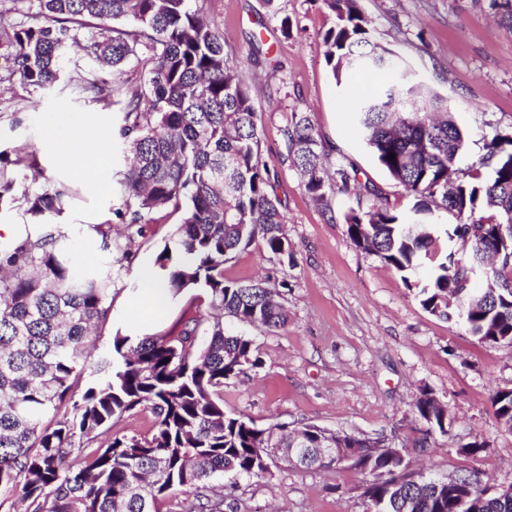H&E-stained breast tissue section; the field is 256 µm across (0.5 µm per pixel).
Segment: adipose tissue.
I'll return each instance as SVG.
<instances>
[{
	"instance_id": "obj_1",
	"label": "adipose tissue",
	"mask_w": 512,
	"mask_h": 512,
	"mask_svg": "<svg viewBox=\"0 0 512 512\" xmlns=\"http://www.w3.org/2000/svg\"><path fill=\"white\" fill-rule=\"evenodd\" d=\"M40 121L46 132L45 145L57 160L74 175H84L91 169L107 168L112 149L109 137L94 134L92 117L77 112H52L41 115ZM65 235L67 243L75 244L81 256L97 251L100 241L89 232L87 225L59 221L43 224H2L0 243L12 245L38 240L46 231ZM143 286L136 298L123 311L125 331L130 335H143L166 313L168 297L160 278L146 274Z\"/></svg>"
}]
</instances>
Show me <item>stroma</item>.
<instances>
[{
    "instance_id": "35a3bbf8",
    "label": "stroma",
    "mask_w": 512,
    "mask_h": 512,
    "mask_svg": "<svg viewBox=\"0 0 512 512\" xmlns=\"http://www.w3.org/2000/svg\"><path fill=\"white\" fill-rule=\"evenodd\" d=\"M358 7L372 22L374 40L454 104L458 123L469 132L459 171L482 155L485 141L512 134V23L500 19L492 0H358ZM211 11L226 52L254 88L261 152L275 174L292 252L285 259L257 242L224 265L227 280L281 288L289 316L274 330L225 318L226 329L253 340L262 361L225 381V412L261 428L311 423L382 437L398 448L414 449L424 439L428 446L415 458L432 475L475 471L488 484L512 487V430L497 422L490 402L494 391L512 389V344L479 343L464 323L427 312L399 272L356 247L347 233L346 215L373 202L365 186H374L399 213L409 212L414 199L375 162L351 110L355 93L336 83L326 62L323 37L334 17L320 0H275L271 7L265 0H213ZM284 18L290 22L286 35ZM46 112L85 113L112 133L124 116L120 104L78 95L66 83L37 89L16 75L0 79V166L15 182L0 198L2 220L37 223L23 189L32 184L46 190L70 178L42 148L37 118ZM296 112L308 113L320 134L328 171L356 166L359 186L335 190L324 202L311 198L287 158L283 136ZM21 148L35 151L42 180L32 181L30 169L14 165ZM125 167V149L113 141L109 172L94 170L78 180L66 218L116 223L124 198L114 178ZM102 176L113 183L111 197L90 189ZM148 220L146 237L130 243L131 261L114 277L113 310L131 297L130 282L153 267L179 215L164 206ZM425 391L446 405L447 435L426 436L414 409ZM475 440L482 451L463 453L462 445ZM270 470L262 479H238L233 512H365L361 471L346 465L304 469L278 458Z\"/></svg>"
}]
</instances>
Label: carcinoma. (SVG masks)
Wrapping results in <instances>:
<instances>
[{
	"label": "carcinoma",
	"mask_w": 512,
	"mask_h": 512,
	"mask_svg": "<svg viewBox=\"0 0 512 512\" xmlns=\"http://www.w3.org/2000/svg\"><path fill=\"white\" fill-rule=\"evenodd\" d=\"M36 3V25L5 35L13 50L7 71L46 89L64 73L66 49L78 47L95 62L120 68L134 59L144 69L137 85L108 84L94 75L70 79L80 94L124 105L120 138L131 154L119 172L125 238L146 236V216L170 205L181 222L164 241L155 265L170 301L194 291L209 312L183 311L178 334L131 336L116 330L111 347L88 365L89 343L112 314V274L129 249L96 224L100 257L94 266L57 245L47 233L37 242L0 246V499L16 496L25 512H224L214 483L224 475L264 478L270 472L265 442L275 432L286 448L295 429L259 428L224 412V381L261 365L253 341L224 329V315L277 329L288 323L280 293L261 281L224 279V262L260 240L273 254H288L281 201L261 156V119L251 87L224 50V34L208 17L212 0H12ZM337 23L324 35L336 79L351 73L390 75L355 107L357 126L377 163L416 202L398 215L372 205L346 215L355 245L376 255L419 289L422 307L457 316L481 344H512V237L471 288L482 251L498 241L497 225L512 224V137L497 135L463 178L455 177L465 135L448 98L425 83L411 85L394 54L369 40L357 0H321ZM413 120L399 123L409 102ZM288 155L317 200L357 181L343 166L337 179L322 167L325 145L309 115L284 129ZM393 159H388L389 155ZM77 194L70 182L52 190H24L35 215L58 214ZM436 212L459 218L451 228L468 247L442 248L431 220ZM92 379L76 383L86 367ZM153 417L146 435L112 433V423L138 408ZM496 419L512 425V390L495 391ZM427 432L448 434V418L434 396L415 402ZM307 430V469H325L324 428ZM104 444L92 448L98 435ZM379 438L349 434L351 467L369 475L360 497L383 512H512V497L485 495L475 473L412 482L408 464L378 451Z\"/></svg>",
	"instance_id": "obj_1"
}]
</instances>
